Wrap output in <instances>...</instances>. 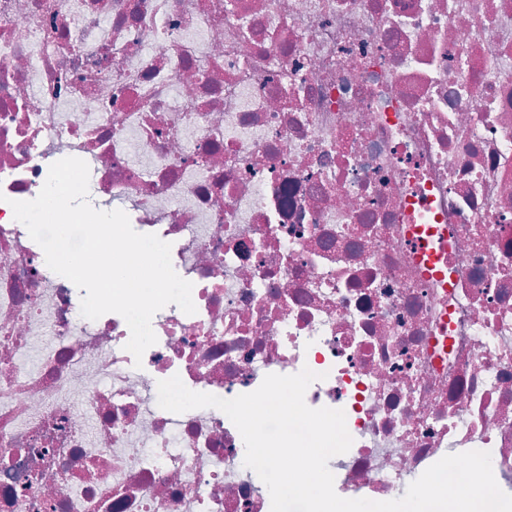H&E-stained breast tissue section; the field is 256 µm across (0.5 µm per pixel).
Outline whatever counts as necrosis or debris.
I'll use <instances>...</instances> for the list:
<instances>
[{
    "label": "necrosis or debris",
    "mask_w": 512,
    "mask_h": 512,
    "mask_svg": "<svg viewBox=\"0 0 512 512\" xmlns=\"http://www.w3.org/2000/svg\"><path fill=\"white\" fill-rule=\"evenodd\" d=\"M70 156L193 285L142 361L14 218ZM305 367L338 495L473 450L512 494V0H0V512H271L230 419L157 379ZM416 233L417 236L413 237L412 243L427 273L433 276H442L443 269L440 266L439 256L430 229L421 226L416 230Z\"/></svg>",
    "instance_id": "necrosis-or-debris-1"
}]
</instances>
